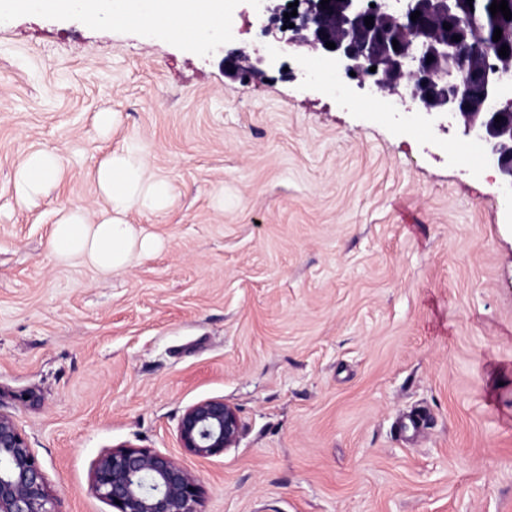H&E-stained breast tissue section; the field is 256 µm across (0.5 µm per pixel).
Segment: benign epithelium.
Here are the masks:
<instances>
[{"label": "benign epithelium", "mask_w": 512, "mask_h": 512, "mask_svg": "<svg viewBox=\"0 0 512 512\" xmlns=\"http://www.w3.org/2000/svg\"><path fill=\"white\" fill-rule=\"evenodd\" d=\"M275 43L264 51L231 53L224 62L248 76L264 75L290 47H306L324 56L345 74L368 75L391 93L407 86L427 114L450 113L463 121L464 134H478L502 182L512 188V98L500 101V73L512 65L464 63L469 39L483 33L473 22L467 0H408L401 10L367 7L363 0H298L297 16L282 28L283 7H271ZM420 16L411 20V13ZM373 24L365 25V18ZM442 18L458 40L443 38L435 29ZM398 41L393 46L392 40ZM336 48L329 49L326 42ZM433 61H427V57ZM375 71H370L371 67ZM503 121L495 122L496 116ZM242 425L236 410L222 399H207L185 409L178 422L182 447L202 457L236 445ZM92 490L113 512H199L196 478L172 457L149 448L123 446L101 456L91 478ZM0 512H56L51 490L32 449L11 418L0 414Z\"/></svg>", "instance_id": "benign-epithelium-1"}]
</instances>
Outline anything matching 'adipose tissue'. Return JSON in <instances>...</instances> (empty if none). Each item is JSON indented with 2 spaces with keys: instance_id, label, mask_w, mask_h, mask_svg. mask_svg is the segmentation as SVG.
<instances>
[{
  "instance_id": "adipose-tissue-1",
  "label": "adipose tissue",
  "mask_w": 512,
  "mask_h": 512,
  "mask_svg": "<svg viewBox=\"0 0 512 512\" xmlns=\"http://www.w3.org/2000/svg\"><path fill=\"white\" fill-rule=\"evenodd\" d=\"M160 10L193 29L198 38L224 30V0H55L51 12L62 17L79 13L109 23L121 18L150 24ZM59 174L60 162L53 153H33L16 182V192L24 199L38 195L52 187ZM95 180L107 200L100 220L92 224L81 211L60 212L51 229L50 251L58 262L80 259L101 273H114L158 247V239L130 224L127 216L134 210H165L170 186L151 171L146 157L131 147L103 160Z\"/></svg>"
}]
</instances>
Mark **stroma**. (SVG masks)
<instances>
[{
  "instance_id": "1",
  "label": "stroma",
  "mask_w": 512,
  "mask_h": 512,
  "mask_svg": "<svg viewBox=\"0 0 512 512\" xmlns=\"http://www.w3.org/2000/svg\"><path fill=\"white\" fill-rule=\"evenodd\" d=\"M200 44L146 24L0 11V413L58 512L121 446L172 457L200 512H512V209L463 127L330 93L311 54L236 76L271 44L251 0ZM113 112L102 132L94 118ZM137 146L173 188L131 223L154 254L103 274L57 262L63 208L97 221L94 180ZM37 150L58 183L21 200ZM233 406L235 447L200 457L177 424Z\"/></svg>"
}]
</instances>
